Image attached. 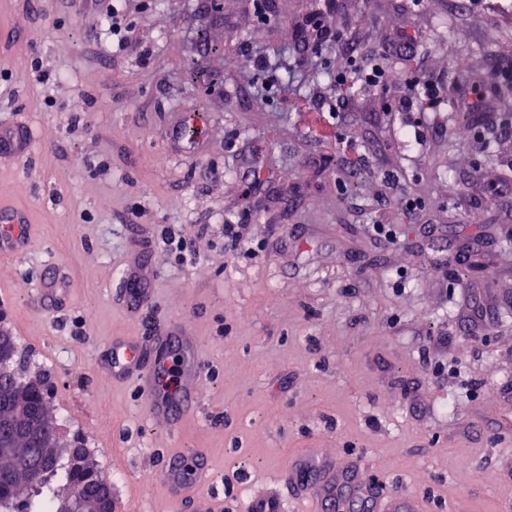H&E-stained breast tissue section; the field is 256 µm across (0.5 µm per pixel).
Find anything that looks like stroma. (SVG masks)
<instances>
[{
    "label": "stroma",
    "mask_w": 512,
    "mask_h": 512,
    "mask_svg": "<svg viewBox=\"0 0 512 512\" xmlns=\"http://www.w3.org/2000/svg\"><path fill=\"white\" fill-rule=\"evenodd\" d=\"M109 0H0V125L22 122L30 156L0 164V205L25 210L31 251L0 261V310L50 379L67 437L83 436L112 483L117 512H177L156 479L161 452L207 451L219 512H242L309 448L365 460L367 481L414 495L427 512L512 506V12L497 0H337L324 20L347 34L357 64L400 69L392 46L411 33L416 81L441 80L432 112H390L356 85L340 133L365 162L350 167L292 107L334 103V51L306 62L299 30L318 0H267L258 29L246 0H130L122 48L94 39ZM466 30L467 39L457 38ZM279 66L254 94L253 58ZM224 74L211 92L205 74ZM490 91L462 112L450 74ZM84 112H69L74 96ZM206 115L200 156L172 153L166 129L185 102ZM419 124L423 144L407 136ZM268 178L251 186L248 162ZM420 200L416 223L401 205ZM386 205L399 239L370 231ZM259 243L224 250L225 224ZM191 242L178 258L163 230ZM156 269L149 306L124 308L119 277L133 247ZM62 265V316L34 307L42 268ZM191 328L205 375L195 417L150 419L133 384L98 377L112 337L168 320ZM444 366L436 374V366ZM469 467H461L459 456Z\"/></svg>",
    "instance_id": "obj_1"
}]
</instances>
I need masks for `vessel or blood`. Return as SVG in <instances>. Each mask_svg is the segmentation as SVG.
Segmentation results:
<instances>
[{
    "label": "vessel or blood",
    "instance_id": "obj_1",
    "mask_svg": "<svg viewBox=\"0 0 512 512\" xmlns=\"http://www.w3.org/2000/svg\"><path fill=\"white\" fill-rule=\"evenodd\" d=\"M200 111L179 115L167 132V140L190 155L198 154L200 141L187 136L188 126L201 123ZM30 146L27 131L0 128V158H22ZM32 247L27 217L20 209H0V258H13ZM153 263L146 251L133 250L121 275L124 301L142 307L151 293ZM67 288L58 267L46 268L36 292L38 310L54 312ZM97 372L115 383L134 384L147 415L175 427L192 417L201 400L204 368L194 336L185 322L169 321L151 336L116 338L104 355L96 359ZM366 465L311 449L290 454L279 473L281 484L291 485L292 495L276 492L251 493L245 512H419L407 496L378 494L365 479ZM158 479L178 512H214L211 500L198 499L196 492L208 487L211 469L206 455L186 462L176 452H167Z\"/></svg>",
    "mask_w": 512,
    "mask_h": 512
}]
</instances>
